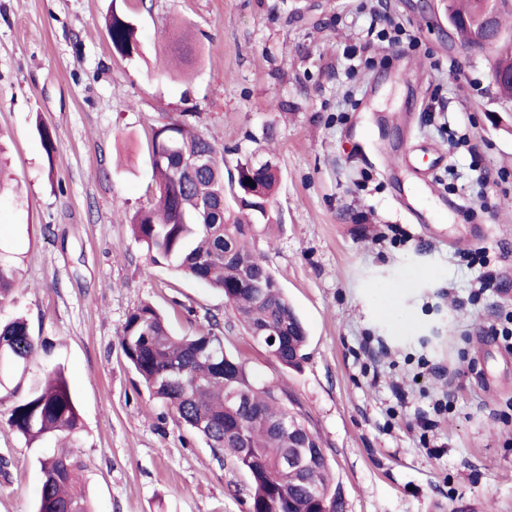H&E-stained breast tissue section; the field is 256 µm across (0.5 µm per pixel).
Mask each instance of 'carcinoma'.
I'll return each mask as SVG.
<instances>
[{"mask_svg": "<svg viewBox=\"0 0 512 512\" xmlns=\"http://www.w3.org/2000/svg\"><path fill=\"white\" fill-rule=\"evenodd\" d=\"M512 0H448L460 44L477 43L482 14L489 9L497 24ZM107 32L113 52L130 58L139 51L138 30L112 14ZM150 153L155 188L153 203L130 220L135 237L155 262L220 290L249 334L273 333L265 344L286 367L305 359L307 334L263 259L250 247L254 221H271L275 175L269 164L237 166L236 211L224 207V156L187 119L153 130ZM200 160L202 170L186 179L182 164ZM251 183H246V180ZM16 285L15 270L0 264V300ZM123 356L150 395L163 402L205 444L229 455L249 482V512H340L337 488L322 443L290 411L273 383L255 385L243 364L224 349L216 318L178 335L154 305L131 310L120 334ZM49 346L32 336L25 319L0 322V385L13 370L27 367ZM291 430L279 428L284 418ZM7 425L30 443L55 448L38 458L43 481L35 512H93L83 483L86 464L79 450L80 414L64 366L44 371L11 408ZM304 443L315 459L303 468H283L280 460Z\"/></svg>", "mask_w": 512, "mask_h": 512, "instance_id": "carcinoma-1", "label": "carcinoma"}]
</instances>
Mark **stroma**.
I'll return each instance as SVG.
<instances>
[{
  "label": "stroma",
  "instance_id": "stroma-1",
  "mask_svg": "<svg viewBox=\"0 0 512 512\" xmlns=\"http://www.w3.org/2000/svg\"><path fill=\"white\" fill-rule=\"evenodd\" d=\"M113 13L137 24L139 55L113 54ZM183 25L196 40L173 70ZM496 57L462 50L448 0H0V262L19 282L0 320L24 316L50 345L30 376L65 368L96 512H248L244 473L121 352L144 302L180 333L219 319L249 378L276 383L320 438L342 512H512V352L490 332L512 313V100ZM185 112L225 174L276 172L274 221L250 245L306 327L300 367L133 234L152 132ZM486 269L496 280L473 298ZM373 339L386 358L368 356ZM17 399L0 389V512H33L42 483V448L6 423Z\"/></svg>",
  "mask_w": 512,
  "mask_h": 512
}]
</instances>
